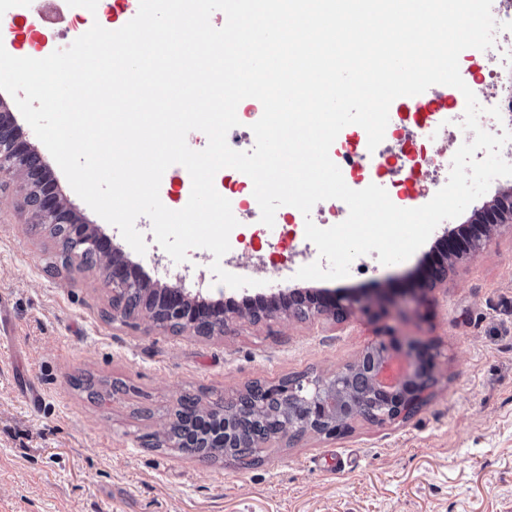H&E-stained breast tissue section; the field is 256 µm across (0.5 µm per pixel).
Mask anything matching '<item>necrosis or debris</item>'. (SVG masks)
<instances>
[{
	"mask_svg": "<svg viewBox=\"0 0 512 512\" xmlns=\"http://www.w3.org/2000/svg\"><path fill=\"white\" fill-rule=\"evenodd\" d=\"M486 64L479 73L466 72L462 78L474 92L481 106L498 107L500 118L484 114L480 117L481 127L491 133L501 134L502 130L512 131V98L498 99L486 96V84L497 82L500 76L512 71V31H500L495 36V45L485 52ZM427 95L406 97L404 106L407 111L417 113L413 123H405L399 113L389 115L382 143L376 149H369L367 135H359L345 140L344 147L350 156L364 159L365 164L351 175L347 184L351 189L361 190L372 184L380 170L400 172L410 185L428 184L442 188L448 181L452 160L440 153L436 147L439 138L455 137L460 142H471L473 132L462 130L460 123L464 117L463 108L452 112L429 109ZM252 181L245 174H237L235 180H228L224 173H216L214 186L217 192L231 203L235 218L243 224L256 217L259 205L256 199H245L242 192L251 187ZM343 201L332 200L317 203L310 216H303L300 211H293L292 225H280V241H295L303 260H311L310 242L305 235L306 221H313L318 227L328 228L336 223V215L345 210Z\"/></svg>",
	"mask_w": 512,
	"mask_h": 512,
	"instance_id": "4bbe7bcc",
	"label": "necrosis or debris"
}]
</instances>
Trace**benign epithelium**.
Instances as JSON below:
<instances>
[{"mask_svg": "<svg viewBox=\"0 0 512 512\" xmlns=\"http://www.w3.org/2000/svg\"><path fill=\"white\" fill-rule=\"evenodd\" d=\"M46 161L31 144L19 140L14 121L0 123V188L3 178H22L30 187L24 203L37 224L60 225L67 237L78 245L87 247L97 263L109 271L108 286L112 288V318L126 317L125 296L131 301L144 304L154 300L152 314L161 323H177L187 330L212 329L224 333L231 315L244 317L249 308L260 305L255 320H271L281 315L300 318L302 314L330 315L341 320L352 310L362 306L359 295H338L322 290L312 292L299 288L280 289L270 295L257 294L239 305L235 300H213L200 288H187V277L177 275L163 285H154L142 268L131 262L120 245L101 232L98 226L81 219L54 182L45 177ZM512 223V194L499 197L483 213L478 232L467 235L458 250L432 266L418 288L410 292L425 295L446 285L448 267L482 253L490 244L497 229ZM435 366V355L429 348L415 340L403 345L395 340H380L366 347L351 363L336 371L319 376L298 386L284 379L265 386L271 398L303 401V413L291 420L286 434L299 427L303 432L334 436L348 428L360 418L362 407L354 402L336 401V385L352 383L354 376L363 375V380L383 398L381 423L395 422L405 418L407 412L423 398L431 387V372ZM249 393H241L234 403V410L214 419L193 420L184 433V447L189 454L198 455L195 447L201 439L206 445L230 447L237 444L246 422L235 411L250 402Z\"/></svg>", "mask_w": 512, "mask_h": 512, "instance_id": "7a95c632", "label": "benign epithelium"}]
</instances>
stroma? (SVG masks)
Listing matches in <instances>:
<instances>
[{"mask_svg":"<svg viewBox=\"0 0 512 512\" xmlns=\"http://www.w3.org/2000/svg\"><path fill=\"white\" fill-rule=\"evenodd\" d=\"M22 8L37 28L77 37L69 0H55L49 20L41 0ZM25 192L18 181L0 190V300L12 319L0 334V512H512V232L403 314L242 318L204 337L140 314L105 320L101 266H62L48 226L21 206ZM426 264L420 249L279 286L373 298L417 287ZM392 336L436 356V384L407 421L276 439L249 467L153 446L183 395L208 405L257 381L326 375ZM80 378L123 387L99 401Z\"/></svg>","mask_w":512,"mask_h":512,"instance_id":"obj_1","label":"stroma"}]
</instances>
